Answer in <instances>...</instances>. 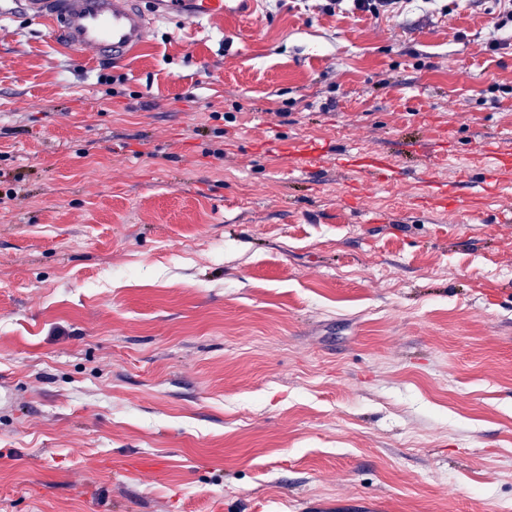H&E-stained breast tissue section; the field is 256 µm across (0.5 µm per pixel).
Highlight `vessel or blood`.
<instances>
[{"mask_svg":"<svg viewBox=\"0 0 512 512\" xmlns=\"http://www.w3.org/2000/svg\"><path fill=\"white\" fill-rule=\"evenodd\" d=\"M191 5L197 18L236 17L254 8V0H23L25 12L56 33L73 52L95 49L99 55L125 58L142 45L154 19L181 14Z\"/></svg>","mask_w":512,"mask_h":512,"instance_id":"b4317fda","label":"vessel or blood"}]
</instances>
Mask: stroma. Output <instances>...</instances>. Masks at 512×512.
Instances as JSON below:
<instances>
[{
    "label": "stroma",
    "instance_id": "35a3bbf8",
    "mask_svg": "<svg viewBox=\"0 0 512 512\" xmlns=\"http://www.w3.org/2000/svg\"><path fill=\"white\" fill-rule=\"evenodd\" d=\"M497 10L257 0L104 59L0 0V512H512ZM405 137L447 208L332 161ZM318 4L319 12L334 16L344 15L350 10L346 2H352L354 13H361L372 18L387 16L390 13L399 12L409 1L403 0H322Z\"/></svg>",
    "mask_w": 512,
    "mask_h": 512
}]
</instances>
